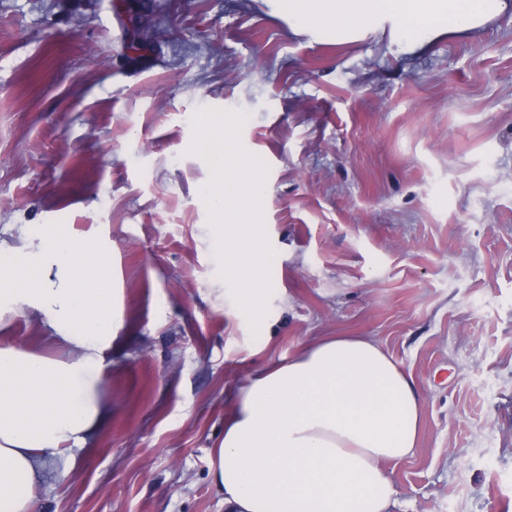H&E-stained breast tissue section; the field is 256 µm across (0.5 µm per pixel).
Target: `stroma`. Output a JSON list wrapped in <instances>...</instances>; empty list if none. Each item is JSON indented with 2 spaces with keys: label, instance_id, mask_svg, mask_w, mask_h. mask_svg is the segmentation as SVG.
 I'll list each match as a JSON object with an SVG mask.
<instances>
[{
  "label": "stroma",
  "instance_id": "obj_1",
  "mask_svg": "<svg viewBox=\"0 0 512 512\" xmlns=\"http://www.w3.org/2000/svg\"><path fill=\"white\" fill-rule=\"evenodd\" d=\"M0 0V239L92 235L117 259L111 416L37 512H226L209 450L258 370L367 336L422 425L394 512H512V15L417 56L293 36L261 0ZM244 112L269 169L259 330L231 295L191 117ZM125 16L132 33V39L130 41V54L132 57L137 58L147 49V45L141 39L142 28L147 24V19L139 12H127L125 10Z\"/></svg>",
  "mask_w": 512,
  "mask_h": 512
}]
</instances>
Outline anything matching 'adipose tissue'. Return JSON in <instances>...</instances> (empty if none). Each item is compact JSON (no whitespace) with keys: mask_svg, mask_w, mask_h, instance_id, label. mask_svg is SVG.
<instances>
[{"mask_svg":"<svg viewBox=\"0 0 512 512\" xmlns=\"http://www.w3.org/2000/svg\"><path fill=\"white\" fill-rule=\"evenodd\" d=\"M289 31L331 46L374 34L417 55L512 14V0H264ZM49 328L48 353L0 343V512H35L45 477L74 465L109 417L112 256L94 238L0 242V316ZM420 395L376 341L336 336L254 374L210 456L226 512H391L387 462L413 454Z\"/></svg>","mask_w":512,"mask_h":512,"instance_id":"1","label":"adipose tissue"}]
</instances>
